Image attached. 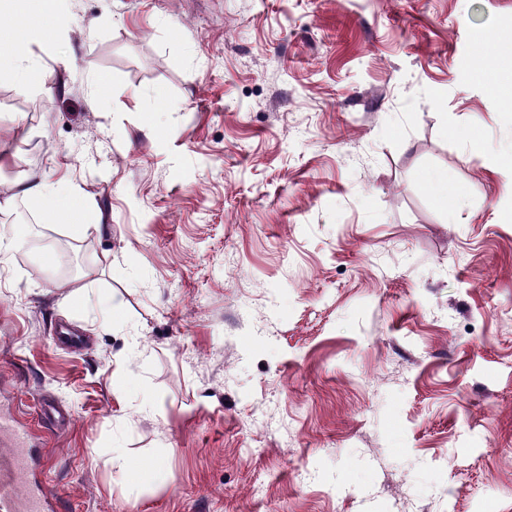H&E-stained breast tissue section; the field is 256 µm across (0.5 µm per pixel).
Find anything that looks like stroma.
Listing matches in <instances>:
<instances>
[{
  "label": "stroma",
  "mask_w": 512,
  "mask_h": 512,
  "mask_svg": "<svg viewBox=\"0 0 512 512\" xmlns=\"http://www.w3.org/2000/svg\"><path fill=\"white\" fill-rule=\"evenodd\" d=\"M26 53L0 398L63 512H512V0H66ZM65 172L99 231L14 193Z\"/></svg>",
  "instance_id": "stroma-1"
}]
</instances>
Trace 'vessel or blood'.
I'll return each instance as SVG.
<instances>
[{"label": "vessel or blood", "instance_id": "vessel-or-blood-1", "mask_svg": "<svg viewBox=\"0 0 512 512\" xmlns=\"http://www.w3.org/2000/svg\"><path fill=\"white\" fill-rule=\"evenodd\" d=\"M0 512H55L56 489L40 479L41 462L31 444L29 427L0 421Z\"/></svg>", "mask_w": 512, "mask_h": 512}]
</instances>
